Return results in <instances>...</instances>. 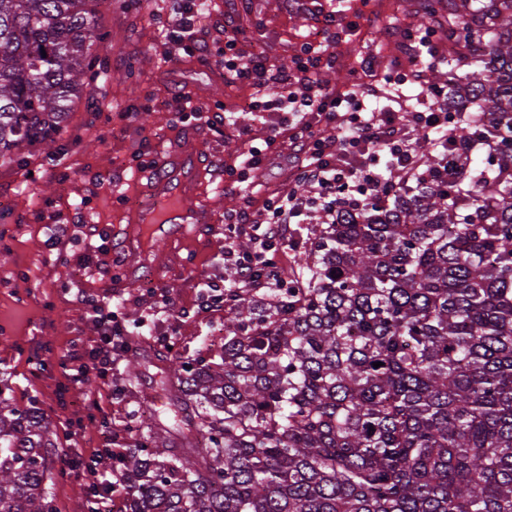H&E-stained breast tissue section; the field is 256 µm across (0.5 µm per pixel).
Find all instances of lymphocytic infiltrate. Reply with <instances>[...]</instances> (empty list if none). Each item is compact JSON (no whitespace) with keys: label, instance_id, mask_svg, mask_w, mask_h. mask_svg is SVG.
<instances>
[{"label":"lymphocytic infiltrate","instance_id":"f902f5d3","mask_svg":"<svg viewBox=\"0 0 512 512\" xmlns=\"http://www.w3.org/2000/svg\"><path fill=\"white\" fill-rule=\"evenodd\" d=\"M326 51L320 41L302 44L292 74L282 82L279 100L291 107L289 125L295 168L312 194L300 197L288 192L265 199L268 219L260 235L262 247L286 245L287 225L300 223L302 216L312 210H320L324 220H331L336 214L337 198L348 190H355L367 201L377 199L386 180V165L397 160L408 166L414 162L417 148L408 134L409 128L427 130L434 141L441 143L465 118L464 113L439 107L438 88L425 83L420 89L430 105L423 112L378 111V92L362 81L350 82L342 90L328 89L318 79ZM310 113L335 122L336 136L309 135L306 116ZM261 257L260 250L241 254L234 247H227L224 261L233 269L230 287L265 285ZM93 312L95 339L89 344H74L62 363L63 376L70 387L93 370L99 376H107L119 353L127 347L123 325L109 301H101ZM111 455V449L104 448L80 462L89 485L100 491L91 512H112L113 505L128 493Z\"/></svg>","mask_w":512,"mask_h":512}]
</instances>
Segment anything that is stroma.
<instances>
[{
	"label": "stroma",
	"instance_id": "stroma-1",
	"mask_svg": "<svg viewBox=\"0 0 512 512\" xmlns=\"http://www.w3.org/2000/svg\"><path fill=\"white\" fill-rule=\"evenodd\" d=\"M317 5L318 0H208L205 11L193 16L207 52L179 50L167 62L162 35L176 24L170 0H112L103 19L111 50L101 58L102 94L73 105L53 147L61 162L48 165L46 153L38 151L25 166H0V201L9 204L0 211V377L18 405L38 401L60 434L53 457L60 476L49 487L58 512H88L86 480L71 470L69 459L99 449L103 428H111L113 447L123 448L144 425L136 398L125 388L126 360L114 366L111 385L92 375L65 397L56 394L63 380L58 359L74 340L96 334L87 301L107 297L119 303V319L128 327L170 323L182 356L210 357L218 349L212 330L224 317L202 307L200 290L225 278V222L241 211L259 223L266 219L262 197L248 195L226 169L242 151L272 137L276 150L254 175L271 192L295 185L286 114L246 109L255 88L224 78L218 58L225 26L240 33V66L260 55L268 68L288 72L299 45L319 27ZM444 27V15L425 18L421 6L395 14L391 0H368L356 30L337 25L340 38L328 48L333 63L319 78L334 87V74H352L365 57L379 75L397 74L395 51L409 29L435 30L437 51L447 55ZM191 109L209 115V122L180 121L179 112ZM161 144L193 152L209 220L180 237L151 239L157 279L152 291L116 275L112 256L99 247L126 227L130 195L125 187L115 188V179L132 181ZM162 294L169 301L166 313L158 302ZM94 395L100 399L96 409L86 404ZM79 417L90 424L73 448L63 432Z\"/></svg>",
	"mask_w": 512,
	"mask_h": 512
}]
</instances>
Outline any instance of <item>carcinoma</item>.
<instances>
[{"label": "carcinoma", "mask_w": 512, "mask_h": 512, "mask_svg": "<svg viewBox=\"0 0 512 512\" xmlns=\"http://www.w3.org/2000/svg\"><path fill=\"white\" fill-rule=\"evenodd\" d=\"M104 0H0V158L51 147L109 49ZM444 106L480 113L383 199L313 215L264 289L224 292L220 361L166 358L115 463L122 512H512V0H448ZM382 366L375 368L373 363ZM52 421L0 384V512H55Z\"/></svg>", "instance_id": "carcinoma-1"}]
</instances>
